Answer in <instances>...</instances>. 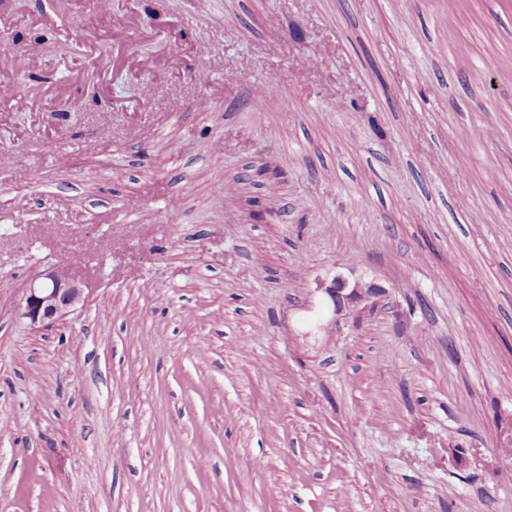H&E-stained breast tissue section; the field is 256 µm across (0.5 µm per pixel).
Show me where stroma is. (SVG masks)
I'll list each match as a JSON object with an SVG mask.
<instances>
[{
  "mask_svg": "<svg viewBox=\"0 0 512 512\" xmlns=\"http://www.w3.org/2000/svg\"><path fill=\"white\" fill-rule=\"evenodd\" d=\"M0 16L79 104H0V512H512V0ZM72 26L93 95L29 41ZM56 264L88 302L31 326ZM347 266L386 296L309 335Z\"/></svg>",
  "mask_w": 512,
  "mask_h": 512,
  "instance_id": "35a3bbf8",
  "label": "stroma"
}]
</instances>
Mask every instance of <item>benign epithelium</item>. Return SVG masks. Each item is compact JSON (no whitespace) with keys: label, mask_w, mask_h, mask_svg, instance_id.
Returning <instances> with one entry per match:
<instances>
[{"label":"benign epithelium","mask_w":512,"mask_h":512,"mask_svg":"<svg viewBox=\"0 0 512 512\" xmlns=\"http://www.w3.org/2000/svg\"><path fill=\"white\" fill-rule=\"evenodd\" d=\"M88 283L66 265H56L35 277L19 300L18 311L32 325L49 326L84 307ZM316 291L333 302L331 324L339 328L340 320L364 302L387 294L385 288L360 277L336 274L331 283L317 281Z\"/></svg>","instance_id":"1"}]
</instances>
